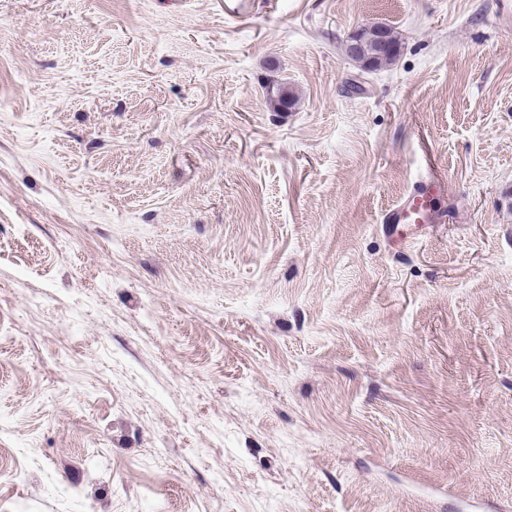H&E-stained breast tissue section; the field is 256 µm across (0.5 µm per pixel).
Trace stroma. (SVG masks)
Instances as JSON below:
<instances>
[{
  "label": "stroma",
  "mask_w": 512,
  "mask_h": 512,
  "mask_svg": "<svg viewBox=\"0 0 512 512\" xmlns=\"http://www.w3.org/2000/svg\"><path fill=\"white\" fill-rule=\"evenodd\" d=\"M0 512H512L505 0H0ZM448 196V181L429 175L415 181L403 197L385 210L382 228L398 241L405 240L423 224H444L447 220L443 202Z\"/></svg>",
  "instance_id": "obj_1"
}]
</instances>
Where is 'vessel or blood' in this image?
<instances>
[{"label":"vessel or blood","instance_id":"vessel-or-blood-1","mask_svg":"<svg viewBox=\"0 0 512 512\" xmlns=\"http://www.w3.org/2000/svg\"><path fill=\"white\" fill-rule=\"evenodd\" d=\"M448 182L436 175L415 181L403 197L386 209L382 224L397 240H405L410 231L424 224H442L447 220L443 202Z\"/></svg>","mask_w":512,"mask_h":512}]
</instances>
